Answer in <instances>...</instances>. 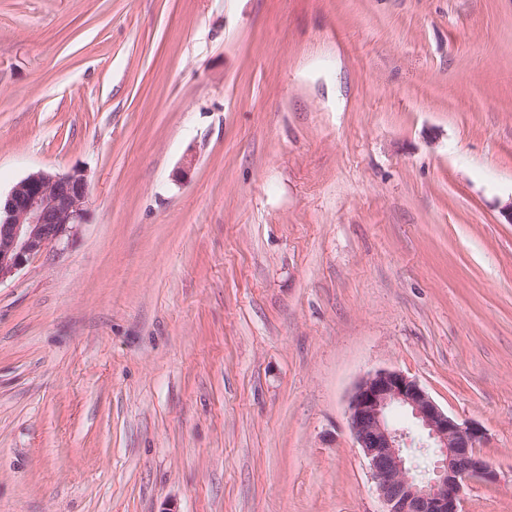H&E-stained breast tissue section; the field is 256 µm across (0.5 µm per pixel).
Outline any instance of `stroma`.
I'll list each match as a JSON object with an SVG mask.
<instances>
[{
    "mask_svg": "<svg viewBox=\"0 0 512 512\" xmlns=\"http://www.w3.org/2000/svg\"><path fill=\"white\" fill-rule=\"evenodd\" d=\"M85 223L0 283V512H382L396 369L512 512V0H0V193Z\"/></svg>",
    "mask_w": 512,
    "mask_h": 512,
    "instance_id": "35a3bbf8",
    "label": "stroma"
}]
</instances>
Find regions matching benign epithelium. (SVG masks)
<instances>
[{
    "label": "benign epithelium",
    "instance_id": "7a95c632",
    "mask_svg": "<svg viewBox=\"0 0 512 512\" xmlns=\"http://www.w3.org/2000/svg\"><path fill=\"white\" fill-rule=\"evenodd\" d=\"M88 195L82 174L41 170L0 196V283L83 223ZM395 407L411 414L437 457L433 474L425 481L417 479L408 465L410 432L389 420ZM348 424L368 463L383 512H462L465 487L497 481L480 452L486 443L482 428L449 416L417 380L400 370L375 371L356 385Z\"/></svg>",
    "mask_w": 512,
    "mask_h": 512
}]
</instances>
